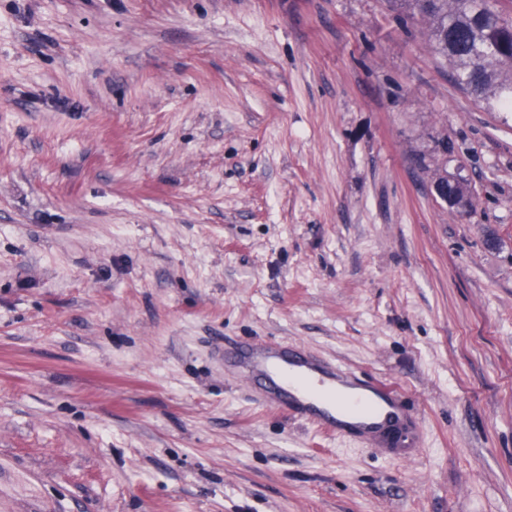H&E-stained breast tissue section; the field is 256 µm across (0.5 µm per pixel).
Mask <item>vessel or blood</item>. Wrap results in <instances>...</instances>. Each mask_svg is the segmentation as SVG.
<instances>
[{"label":"vessel or blood","mask_w":512,"mask_h":512,"mask_svg":"<svg viewBox=\"0 0 512 512\" xmlns=\"http://www.w3.org/2000/svg\"><path fill=\"white\" fill-rule=\"evenodd\" d=\"M224 363L255 386L256 401L322 429L408 457L418 446L417 422L391 384L366 379L301 346L238 339L225 343Z\"/></svg>","instance_id":"vessel-or-blood-1"}]
</instances>
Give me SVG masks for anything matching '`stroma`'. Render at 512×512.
<instances>
[{
	"instance_id": "35a3bbf8",
	"label": "stroma",
	"mask_w": 512,
	"mask_h": 512,
	"mask_svg": "<svg viewBox=\"0 0 512 512\" xmlns=\"http://www.w3.org/2000/svg\"><path fill=\"white\" fill-rule=\"evenodd\" d=\"M427 30L0 0V512H512V112ZM228 337L391 382L423 448L256 403ZM448 178V194L445 190H441L436 186V182L433 184V192L436 197L444 202L448 203L450 207H457L462 209H468L471 207V198L466 194H458L448 198V195L457 192L458 190L461 192H466V188L464 183L459 179L446 175L440 176L438 178L439 181ZM453 179V180H450Z\"/></svg>"
}]
</instances>
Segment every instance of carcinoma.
Listing matches in <instances>:
<instances>
[{
	"label": "carcinoma",
	"instance_id": "carcinoma-1",
	"mask_svg": "<svg viewBox=\"0 0 512 512\" xmlns=\"http://www.w3.org/2000/svg\"><path fill=\"white\" fill-rule=\"evenodd\" d=\"M402 22L420 14L464 92L491 112L512 111V20L493 0H395Z\"/></svg>",
	"mask_w": 512,
	"mask_h": 512
}]
</instances>
